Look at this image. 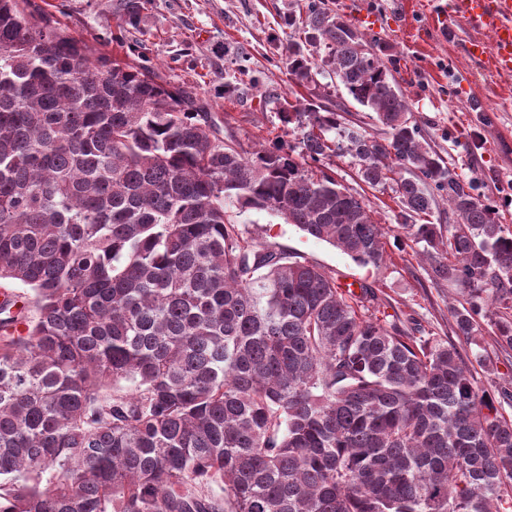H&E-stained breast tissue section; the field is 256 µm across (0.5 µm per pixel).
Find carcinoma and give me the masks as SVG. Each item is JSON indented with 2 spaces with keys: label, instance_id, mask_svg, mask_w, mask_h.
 <instances>
[{
  "label": "carcinoma",
  "instance_id": "obj_1",
  "mask_svg": "<svg viewBox=\"0 0 512 512\" xmlns=\"http://www.w3.org/2000/svg\"><path fill=\"white\" fill-rule=\"evenodd\" d=\"M299 83L328 73L385 129L283 99L284 152L224 139L191 88L96 50L35 0H0V512H506L512 228L431 147L387 46L331 0L283 16ZM393 185L398 224L309 162ZM444 205L448 226L427 220ZM268 211L368 266L417 246L459 343L247 238ZM29 292L20 295L15 286ZM461 353L466 361H472V368L474 369V373L480 383V385L489 390L490 392L495 390L494 386L499 382H502L503 377L508 378L510 375V367L505 366L502 363L490 365L488 369H482L477 362H475L472 352L478 350L475 346L471 345H461ZM508 373V374H507ZM506 374V375H503ZM508 375V376H507Z\"/></svg>",
  "mask_w": 512,
  "mask_h": 512
}]
</instances>
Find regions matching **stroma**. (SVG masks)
<instances>
[{"instance_id":"obj_1","label":"stroma","mask_w":512,"mask_h":512,"mask_svg":"<svg viewBox=\"0 0 512 512\" xmlns=\"http://www.w3.org/2000/svg\"><path fill=\"white\" fill-rule=\"evenodd\" d=\"M125 0H44L45 10L73 33L98 40L102 52L119 59L147 57L174 81L193 87L211 111L224 117L225 132L245 150L291 137L277 118L279 97L311 99L330 94L345 103L347 119L374 136L382 128L345 90L328 92L327 77L297 83L282 62L288 36L281 17L292 0H139L141 21L123 22ZM367 12L387 18L381 39L396 63L395 79L408 99L412 119L455 171L472 179L512 226V111H498L512 96V76L488 73L464 56V33L456 21L437 17L433 0H361ZM244 83L243 94L225 97V85ZM496 110L488 120L486 110ZM331 173L359 193L375 220L391 228L399 208L391 189L360 182L348 159H334ZM245 236L332 271L338 282L379 288L400 318H414L426 335L453 339L449 308L455 294L433 285L425 263L409 242L389 241L385 265L355 263L331 245L306 237L267 212L228 210Z\"/></svg>"}]
</instances>
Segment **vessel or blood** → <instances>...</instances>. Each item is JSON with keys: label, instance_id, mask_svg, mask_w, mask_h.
I'll use <instances>...</instances> for the list:
<instances>
[{"label": "vessel or blood", "instance_id": "b4317fda", "mask_svg": "<svg viewBox=\"0 0 512 512\" xmlns=\"http://www.w3.org/2000/svg\"><path fill=\"white\" fill-rule=\"evenodd\" d=\"M448 13L472 32L464 43L471 59L493 73L512 72V0H449ZM485 33L490 42L482 41Z\"/></svg>", "mask_w": 512, "mask_h": 512}]
</instances>
